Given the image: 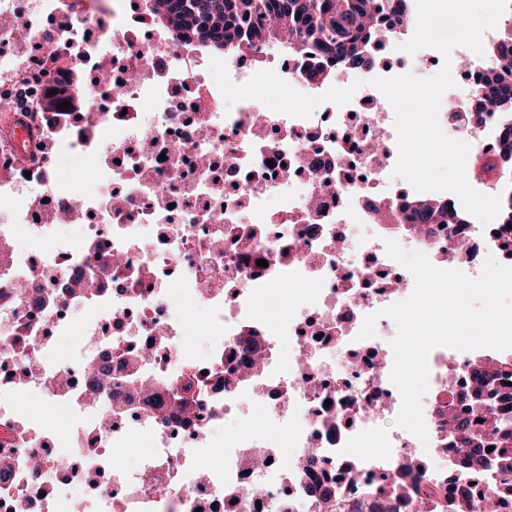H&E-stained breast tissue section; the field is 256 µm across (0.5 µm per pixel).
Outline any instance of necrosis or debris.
Listing matches in <instances>:
<instances>
[{
  "label": "necrosis or debris",
  "mask_w": 512,
  "mask_h": 512,
  "mask_svg": "<svg viewBox=\"0 0 512 512\" xmlns=\"http://www.w3.org/2000/svg\"><path fill=\"white\" fill-rule=\"evenodd\" d=\"M145 5L0 0V112L24 98L35 141L53 147L22 165L0 150V446L15 451L0 501L12 512H68L81 487L85 512H318L306 485L351 454L357 479L337 482L340 512H415V496L392 491L390 479L417 452L433 461L424 488L488 491L494 477L456 468L462 450L439 413L466 384L470 352H429L423 442L378 425L402 405L390 380L389 318L373 337L358 333L367 315L415 287L387 241L475 277L512 227L465 225L467 249L452 261L447 227L416 233L377 221L376 205L413 195L389 181L396 131L379 90L362 87L308 118L260 113L252 99L226 105L203 44L177 43L149 23ZM50 43L59 61L47 57ZM68 68L87 75L83 107L45 114L40 92ZM452 134L473 146L474 182L493 184L484 146L497 127L457 125ZM381 139L385 147L371 151ZM64 154L83 159L85 179L58 177ZM66 224L79 226L78 238L60 235ZM24 237L32 246L18 247ZM281 287L288 313L275 317L266 299ZM193 305L210 312L203 354L186 347ZM246 329L264 354L249 376L235 352ZM60 335L79 342L55 364L44 347ZM155 339L157 357L134 364ZM135 369L157 381L165 415L126 391ZM190 374L199 417L188 425L176 402ZM31 392L44 400L37 416L18 408ZM252 409L281 427L279 449L241 430L206 463L214 434ZM134 441L144 450L132 471L110 450ZM308 448L321 451L310 473L296 465ZM258 449L268 464H252ZM34 453L50 461L37 475ZM159 477L174 495L157 494ZM245 486L252 496H241Z\"/></svg>",
  "instance_id": "1"
}]
</instances>
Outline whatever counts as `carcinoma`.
I'll list each match as a JSON object with an SVG mask.
<instances>
[{
    "label": "carcinoma",
    "instance_id": "carcinoma-1",
    "mask_svg": "<svg viewBox=\"0 0 512 512\" xmlns=\"http://www.w3.org/2000/svg\"><path fill=\"white\" fill-rule=\"evenodd\" d=\"M152 22L189 41L198 35L213 54L251 57L263 64V48L278 45L299 63L307 85L318 88L333 74L331 62L351 71L372 70L378 64L372 47L386 34H397L416 23L411 0H150ZM488 62L462 104H450L451 119L480 126L494 118L500 125L497 152L500 158L495 193L501 198L497 223L512 225V17L484 54ZM78 78L53 81L44 92L43 110L53 112L68 101L80 107ZM57 90L51 95L49 91ZM413 221L419 224H469L471 217L446 204L425 197L414 198ZM475 366L491 365L504 376L490 396L499 407L484 401V379L463 392L462 413L448 415V435L469 449L463 460L467 470L512 473V420L504 410L512 403V357L477 354ZM494 446L490 452L487 445ZM426 464L408 457L394 480L396 491L417 488ZM323 507L335 499L332 484L315 482L307 488ZM435 512H477L483 499L456 498L444 490L433 493Z\"/></svg>",
    "mask_w": 512,
    "mask_h": 512
}]
</instances>
